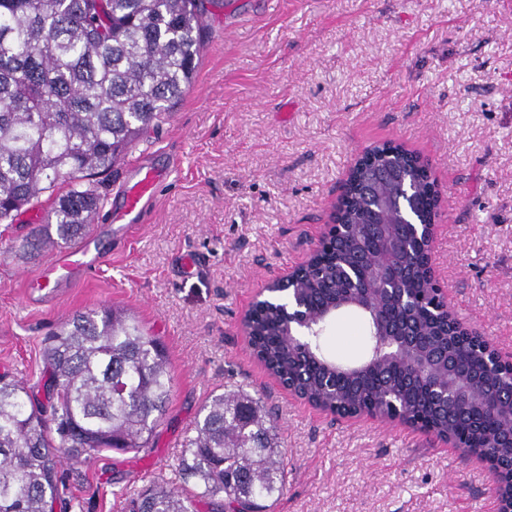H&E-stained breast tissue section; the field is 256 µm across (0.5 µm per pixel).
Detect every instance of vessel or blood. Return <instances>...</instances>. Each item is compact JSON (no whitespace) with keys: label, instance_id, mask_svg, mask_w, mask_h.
<instances>
[{"label":"vessel or blood","instance_id":"obj_1","mask_svg":"<svg viewBox=\"0 0 512 512\" xmlns=\"http://www.w3.org/2000/svg\"><path fill=\"white\" fill-rule=\"evenodd\" d=\"M132 169L136 180L133 185L125 188L123 207L114 217L115 236L124 240L139 229L145 202L155 197L160 185L167 178L165 171L138 161L133 163ZM100 258L99 238L95 235L89 236L76 246L59 250L49 263L28 276L26 286L32 292L56 296L79 276L97 268Z\"/></svg>","mask_w":512,"mask_h":512}]
</instances>
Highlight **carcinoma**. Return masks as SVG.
I'll list each match as a JSON object with an SVG mask.
<instances>
[{
    "instance_id": "carcinoma-1",
    "label": "carcinoma",
    "mask_w": 512,
    "mask_h": 512,
    "mask_svg": "<svg viewBox=\"0 0 512 512\" xmlns=\"http://www.w3.org/2000/svg\"><path fill=\"white\" fill-rule=\"evenodd\" d=\"M204 0H0V224L47 209L26 241L62 247L83 239L105 207L103 178L147 139L192 83L204 41ZM338 218L349 229L315 250L293 293L311 320L346 296L363 294L395 322L414 320L426 346L452 350L483 375L481 391H501L507 376L483 374V354L471 341L448 336L432 309L408 307V296L434 287L430 250L409 224H430L437 194L429 164L383 142L358 159ZM384 223L406 239L395 290L369 280L384 256L370 251L372 225ZM251 343L268 372L298 381L310 400L326 404L328 369L293 343L281 305L270 300L249 320ZM44 399L0 377V512H53L62 460H89L103 451L149 447L172 391L162 342L119 309L65 320L44 347ZM409 413L441 432L455 418L458 434L482 444L501 432L491 413L456 417L423 379L406 369L376 370L347 379L338 400L361 413L382 409V380ZM277 426L244 392L215 394L185 443L179 474L192 493L154 481L133 512H271L286 481Z\"/></svg>"
}]
</instances>
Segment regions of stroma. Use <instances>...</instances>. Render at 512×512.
I'll return each instance as SVG.
<instances>
[{"instance_id":"1","label":"stroma","mask_w":512,"mask_h":512,"mask_svg":"<svg viewBox=\"0 0 512 512\" xmlns=\"http://www.w3.org/2000/svg\"><path fill=\"white\" fill-rule=\"evenodd\" d=\"M204 40L193 85L129 152L171 169L138 235L36 302L24 278L51 252L21 242L40 215L0 224V376L40 393L47 335L106 306L158 336L170 364L152 447L63 462L54 512H130L150 482L178 486L199 410L236 388L276 410L288 476L275 512H497L487 466L283 389L242 319L315 250L357 156L391 140L427 160L439 185L432 256L449 306L512 354V0H224ZM322 344L366 359L365 316L336 314Z\"/></svg>"}]
</instances>
